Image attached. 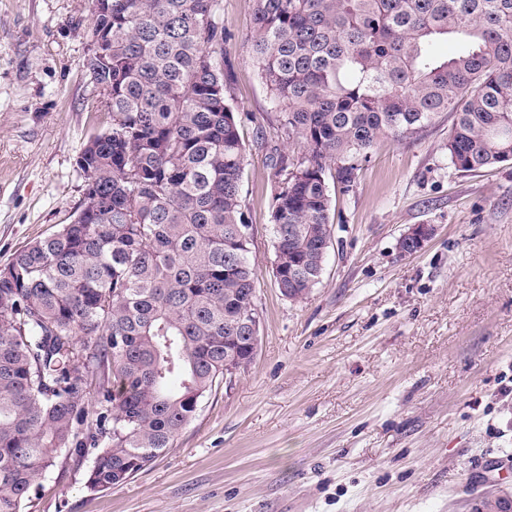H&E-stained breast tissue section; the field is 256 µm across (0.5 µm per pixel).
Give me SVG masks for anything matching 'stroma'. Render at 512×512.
Masks as SVG:
<instances>
[{"label": "stroma", "mask_w": 512, "mask_h": 512, "mask_svg": "<svg viewBox=\"0 0 512 512\" xmlns=\"http://www.w3.org/2000/svg\"><path fill=\"white\" fill-rule=\"evenodd\" d=\"M242 199L260 317L254 358L215 386L172 448L88 489L59 459L24 512H473L512 495V164L457 171L452 117L380 142L337 194L319 283L273 275L278 117L250 51L252 0H223ZM91 0H0V266L71 223L102 95ZM416 224L425 247L401 255ZM432 227L418 224L405 232L399 240V249L403 255H412L421 250L432 235ZM406 246L407 248L403 247ZM409 246V248H408Z\"/></svg>", "instance_id": "obj_1"}]
</instances>
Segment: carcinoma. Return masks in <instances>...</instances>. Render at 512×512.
Segmentation results:
<instances>
[{
	"mask_svg": "<svg viewBox=\"0 0 512 512\" xmlns=\"http://www.w3.org/2000/svg\"><path fill=\"white\" fill-rule=\"evenodd\" d=\"M251 52L288 141L274 251L288 298L319 282L330 181L348 191L384 139L454 114L460 172L512 162V0H254ZM87 67L108 128L81 150L102 207L0 266V512H23L58 453L88 487L127 483L173 446L257 314L245 148L224 74L222 0H110ZM456 53L439 59L446 38Z\"/></svg>",
	"mask_w": 512,
	"mask_h": 512,
	"instance_id": "carcinoma-1",
	"label": "carcinoma"
}]
</instances>
